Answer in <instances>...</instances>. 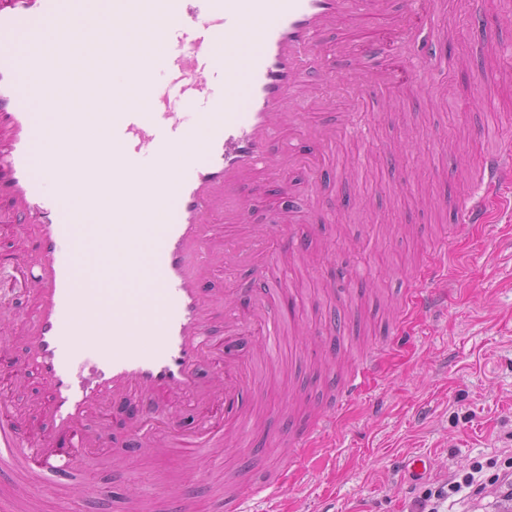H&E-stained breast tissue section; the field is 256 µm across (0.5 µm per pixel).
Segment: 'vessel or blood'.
I'll use <instances>...</instances> for the list:
<instances>
[{"instance_id": "vessel-or-blood-1", "label": "vessel or blood", "mask_w": 512, "mask_h": 512, "mask_svg": "<svg viewBox=\"0 0 512 512\" xmlns=\"http://www.w3.org/2000/svg\"><path fill=\"white\" fill-rule=\"evenodd\" d=\"M415 0H0V128L10 133L0 144V204L29 224L32 233L24 260L0 257V282L32 283L36 302L20 336L0 337V388L22 382L33 368L44 399L34 401V432L23 431L6 398H0V471L25 477L23 486L0 512H29L39 489L59 473L75 476L61 487L66 512H79L88 493L78 477L86 448L105 440V432L84 427L93 409L134 395L140 418L131 426L152 454L187 462L208 456L220 463L238 447L248 419L226 422L223 403H243L253 387L238 359L205 380L197 368L220 341L234 342L242 318L263 328L264 343L279 335L268 313L279 293L280 260H298L295 233L280 237L271 252L250 224L243 188L257 175L295 168L294 151L272 154L282 134L311 140L329 156L370 91L391 83L386 69H341L355 49L337 44V67L325 68L323 33L361 12L393 21L403 37H413L404 15ZM144 23L140 55L130 60L125 47L133 19ZM112 47V66L104 68L92 46ZM319 82L310 95L328 118L306 121L286 102L302 69ZM93 81L74 87L75 72ZM136 86L149 109H114L128 86ZM78 91L87 110L69 112L64 99ZM343 94L347 111L335 109ZM107 112L105 138H98L88 112ZM477 140H496L495 150L474 163L476 180L450 209L453 223L484 224L492 203L512 188V120L475 127ZM86 148L76 168L63 171L59 159L75 141ZM111 205H104V197ZM156 215L152 224H132L131 213ZM224 219L216 235L214 216ZM460 265L447 237L435 242L424 264L433 284L421 296L418 312L444 302L448 281ZM249 269L256 283L253 306L241 315L234 277ZM223 272V304L207 296L201 283ZM108 318L115 342L104 348L79 344L72 336L77 315ZM224 319L223 337L211 331ZM134 334L136 344L122 343ZM20 345L24 362L12 358ZM369 351L351 364L346 397L358 395L379 363ZM94 376L83 380L84 370ZM183 402L203 416L199 433L183 434L166 407ZM342 403L321 411L305 433L286 446L306 447L336 428ZM231 492L224 512H245L246 502L277 496L281 479L264 484L227 475Z\"/></svg>"}]
</instances>
